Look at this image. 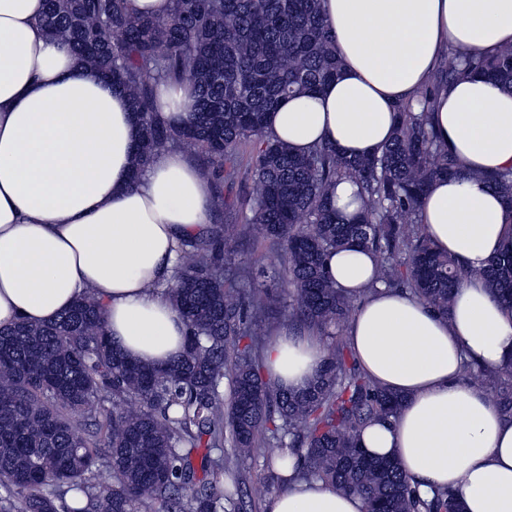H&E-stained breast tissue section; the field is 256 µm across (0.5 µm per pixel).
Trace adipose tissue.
<instances>
[{
    "instance_id": "adipose-tissue-1",
    "label": "adipose tissue",
    "mask_w": 512,
    "mask_h": 512,
    "mask_svg": "<svg viewBox=\"0 0 512 512\" xmlns=\"http://www.w3.org/2000/svg\"><path fill=\"white\" fill-rule=\"evenodd\" d=\"M341 61L335 82L268 113L266 134L303 154L328 143L349 158L379 154L399 105L427 87L443 54L490 56L512 46V0H322ZM44 0H0V326L41 324L87 290L124 354L163 367L185 346L186 322L168 299L182 241L206 234L212 197L191 157L158 154L139 181L138 126L127 94L81 69L38 25ZM430 122L457 160L434 180L418 222L465 278L447 315L377 278L373 250L330 251V281L356 308L345 327L361 370L398 396L396 417L374 421L360 445L396 460L421 495L448 488L464 512H512V417L466 363L495 372L512 360V312L481 276L512 251V208L487 180L512 170V94L479 74L436 91ZM329 350L288 326L264 355L269 376L298 389ZM281 470L286 488L266 512H365L362 497Z\"/></svg>"
}]
</instances>
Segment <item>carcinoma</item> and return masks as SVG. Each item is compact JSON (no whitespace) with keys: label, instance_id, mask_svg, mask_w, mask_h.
<instances>
[{"label":"carcinoma","instance_id":"cac0c4a2","mask_svg":"<svg viewBox=\"0 0 512 512\" xmlns=\"http://www.w3.org/2000/svg\"><path fill=\"white\" fill-rule=\"evenodd\" d=\"M38 26L129 96L135 173L168 146L198 154L218 223L180 245L166 292L186 320L185 351L163 368L121 352L91 292L48 323L0 327V512H256L239 464L271 439L296 455L297 475L359 494L366 512H463L447 490L420 499L396 462L372 460L359 445L361 430L395 416L401 400L351 360L341 331L355 303L324 268L331 250L362 245L380 256V282L448 313L468 272L417 224L429 184L456 168L436 140L428 93L398 108L379 156L351 159L329 144L296 154L264 126L281 101L316 92L340 70L321 0H170L163 17L135 16L127 0H45ZM474 64L512 93V46ZM461 74L452 57L438 84ZM179 83L193 90L187 126L158 116L159 85ZM243 168L240 201L224 182ZM347 177L365 196L351 223L330 203ZM489 181L512 205V172ZM232 211L242 223H223ZM256 236L284 257L288 323L331 339L300 390L264 378L277 297L235 284L241 271L264 274L235 259L236 243ZM482 275L512 311V253L490 258ZM464 378L481 379L512 415V361L497 372L468 365ZM104 399L112 415L88 422ZM102 464L112 468L106 486L95 482ZM71 490L82 499L70 505Z\"/></svg>","mask_w":512,"mask_h":512}]
</instances>
